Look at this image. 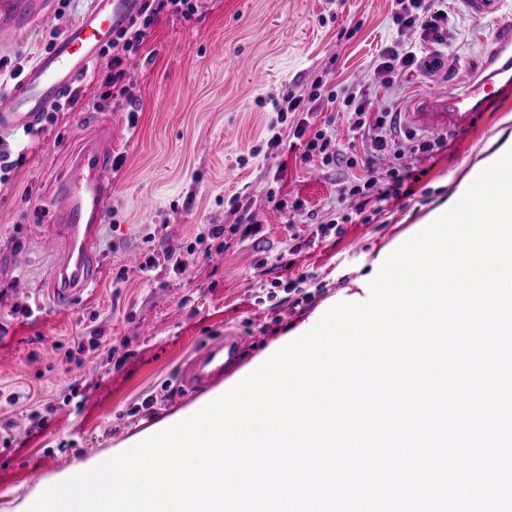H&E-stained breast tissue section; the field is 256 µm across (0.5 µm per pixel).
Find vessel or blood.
I'll return each instance as SVG.
<instances>
[{
  "mask_svg": "<svg viewBox=\"0 0 512 512\" xmlns=\"http://www.w3.org/2000/svg\"><path fill=\"white\" fill-rule=\"evenodd\" d=\"M140 0H93V6L63 36L27 66L0 94V138L39 131L46 113L74 92L117 30L137 12ZM475 19L493 26L494 47L483 70L463 87L436 88L416 100L407 118L424 132L467 128L477 112L501 90L512 86V17L507 0H462ZM54 0H0V42L12 43L31 24L46 19ZM99 133L73 153L69 171L42 200L51 223L46 246L62 254L51 286L59 301H73L97 281L101 256L98 231L112 198L115 156L108 138L112 120L97 118ZM249 345L247 337L228 334L207 343L184 367L181 387L197 392L223 380Z\"/></svg>",
  "mask_w": 512,
  "mask_h": 512,
  "instance_id": "b4317fda",
  "label": "vessel or blood"
}]
</instances>
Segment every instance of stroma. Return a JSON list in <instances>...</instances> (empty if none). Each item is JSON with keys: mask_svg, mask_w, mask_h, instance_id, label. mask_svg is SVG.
Segmentation results:
<instances>
[{"mask_svg": "<svg viewBox=\"0 0 512 512\" xmlns=\"http://www.w3.org/2000/svg\"><path fill=\"white\" fill-rule=\"evenodd\" d=\"M194 12L165 11L136 53L127 55L122 95L97 81L112 60L104 48L92 77L44 128L9 139L19 154L0 174V512L35 493L29 476L51 481L74 461L111 458L131 436L197 403L178 387L182 364L225 333L252 344L224 378L276 348L315 311L371 271L379 252L403 238L474 166L512 136V88L491 99L443 148L416 152L409 129L395 147L417 178L410 194L351 212L348 160L369 150L343 104L361 85L376 110L398 116L434 87L480 72L493 46L490 28L460 0H448L449 67H425L384 87L375 67L396 43L430 51L421 29H398L392 0H191ZM92 0H70L0 48V94L17 65H30ZM321 80L335 102L312 99ZM304 98L311 130L335 136L345 159L303 163L289 134L293 113L277 101ZM112 116V145L123 158L99 229L96 287L70 306L53 299L56 262L41 247L48 222L40 205L68 153L98 114ZM277 147H268L272 134ZM251 211L261 230L246 240L197 243L202 225L231 226ZM191 251L184 273L164 258ZM155 257L151 275L129 252ZM40 303L42 316L28 313ZM100 339L90 350L89 337Z\"/></svg>", "mask_w": 512, "mask_h": 512, "instance_id": "obj_1", "label": "stroma"}]
</instances>
